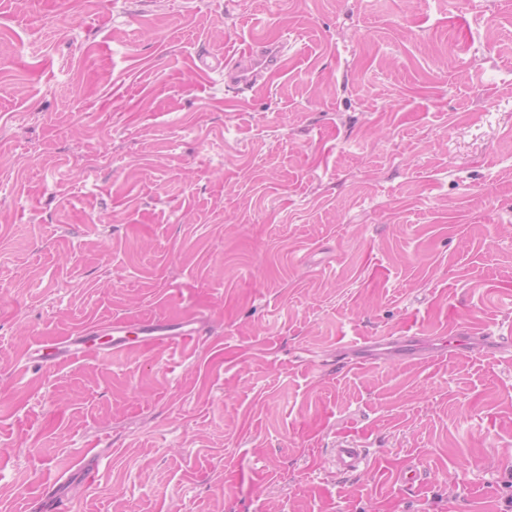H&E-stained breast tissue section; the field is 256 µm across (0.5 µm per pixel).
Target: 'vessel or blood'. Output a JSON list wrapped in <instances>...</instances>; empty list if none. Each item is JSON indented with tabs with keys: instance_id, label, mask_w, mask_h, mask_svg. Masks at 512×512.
Instances as JSON below:
<instances>
[{
	"instance_id": "vessel-or-blood-1",
	"label": "vessel or blood",
	"mask_w": 512,
	"mask_h": 512,
	"mask_svg": "<svg viewBox=\"0 0 512 512\" xmlns=\"http://www.w3.org/2000/svg\"><path fill=\"white\" fill-rule=\"evenodd\" d=\"M287 39L265 40L260 32H253L249 48L244 53L225 57L224 82L238 92L252 90L269 70L279 66L288 53ZM112 347L119 350L129 342L136 340L146 346L182 345L192 346L200 333L195 320H183L177 323L164 318L149 317L129 322L124 319L113 320ZM98 326L85 327L80 333L67 336L53 343L42 342L31 349L27 358L43 366H59L66 362L84 357L97 351ZM336 470L342 474L358 471L365 465L368 453L361 443L344 440L338 442L332 450ZM69 474L56 475L54 493L46 494L38 505L39 512H70L66 497L61 489L70 480Z\"/></svg>"
}]
</instances>
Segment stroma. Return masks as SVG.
<instances>
[{
  "instance_id": "stroma-1",
  "label": "stroma",
  "mask_w": 512,
  "mask_h": 512,
  "mask_svg": "<svg viewBox=\"0 0 512 512\" xmlns=\"http://www.w3.org/2000/svg\"><path fill=\"white\" fill-rule=\"evenodd\" d=\"M258 23L266 85L198 75ZM145 316L207 334L25 359ZM471 326L512 337V0H0V512L93 446L72 512H501L512 356L394 342ZM100 330L97 325H91L85 327L80 333L66 336L57 342H41L28 352L27 358L41 366H59L82 358L91 352L103 349L95 342ZM332 458L336 471L342 474L354 473L365 465L368 453L364 445L353 440L336 443L332 448Z\"/></svg>"
}]
</instances>
